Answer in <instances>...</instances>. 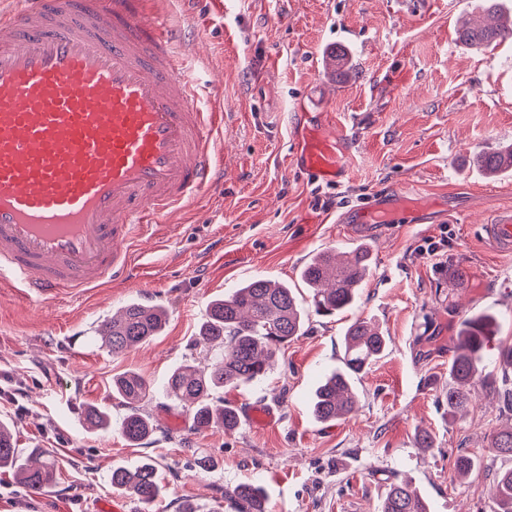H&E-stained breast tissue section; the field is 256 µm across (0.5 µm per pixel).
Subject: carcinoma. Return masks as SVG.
Returning a JSON list of instances; mask_svg holds the SVG:
<instances>
[{
  "instance_id": "obj_1",
  "label": "carcinoma",
  "mask_w": 512,
  "mask_h": 512,
  "mask_svg": "<svg viewBox=\"0 0 512 512\" xmlns=\"http://www.w3.org/2000/svg\"><path fill=\"white\" fill-rule=\"evenodd\" d=\"M484 18L462 26L456 33L468 47L487 46L512 40V22L500 19L498 0H482ZM477 167L489 176L512 168V147L481 150L474 155ZM370 250L358 246L348 252L326 251L315 256L302 270L301 278L313 290L312 307L322 316H334L353 306L357 289L369 271ZM307 313L298 304L291 288L263 278L242 284L233 293L214 300L200 327L198 344L219 349L212 363L199 366L184 363L176 367L163 385L167 396L186 405L195 428L213 424L232 431L239 425L236 411L214 398L224 389H236L264 379L288 342L303 335ZM161 306L131 301L99 326L101 346L114 355L126 353L156 336L166 323ZM496 318L474 314L463 321L458 345L448 366V412L456 415L467 409L471 388L492 385L487 372L489 351L497 350L495 362L512 369V344H493L490 332ZM388 338L371 322L354 320L344 334L343 367L324 376L311 402L315 419L327 423L352 413L358 404L353 380L380 359ZM151 393L150 384L138 373L127 372L112 378V394L127 409L119 431L129 442L151 436L157 428L154 418L143 408ZM86 427L105 431L111 426L109 413L94 405L83 414ZM489 449L497 457L512 458V422L494 431ZM55 460L47 448L31 449L22 461L16 448L12 425L0 421V469L12 472L19 483L33 493L47 488L54 478ZM112 488L124 491L138 503L151 505L164 496L166 488L157 477L156 463L147 460L133 468L117 466L109 476ZM231 512H269V499L257 483L235 486L224 492ZM495 512H512V468L498 472L493 496ZM381 512H429L407 480L389 485Z\"/></svg>"
}]
</instances>
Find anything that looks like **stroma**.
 Returning a JSON list of instances; mask_svg holds the SVG:
<instances>
[{
    "label": "stroma",
    "instance_id": "1",
    "mask_svg": "<svg viewBox=\"0 0 512 512\" xmlns=\"http://www.w3.org/2000/svg\"><path fill=\"white\" fill-rule=\"evenodd\" d=\"M480 0H162L161 13L191 47L188 66L204 104L224 114L214 145L224 183L136 241L132 287L63 293L35 301L0 290V419L18 447L50 448L56 478L28 492L0 471V512H96L116 496L113 467L153 459L167 487L149 512H226L224 492L262 484L271 512H379L391 481L405 477L430 512H491L496 474L512 459L488 452L512 411L503 391L512 370L492 367L464 416L448 414V363L462 321L497 318L512 343V256L497 253L483 225L512 219V169L489 179L469 163L477 150L512 146V42L461 45L456 30ZM347 55L348 75L323 60ZM344 131L348 172L339 186L311 182L291 164L302 111ZM394 207L389 224L363 222L374 202ZM447 236L441 260L429 241ZM369 246L372 263L355 305L309 315L258 385L225 392L235 430H197L189 411L161 391L179 364L200 360L199 327L211 302L253 278L294 288L316 254ZM163 306L164 330L115 356L96 329L129 301ZM390 339L384 357L354 383L356 412L317 422L318 377L341 367L355 319ZM134 371L153 386L145 409L159 428L130 444L119 430L88 431L95 405L120 423L112 378ZM274 412L254 424L250 406ZM428 432L432 447L418 445ZM211 456L217 465L200 469ZM478 466L459 480L454 464Z\"/></svg>",
    "mask_w": 512,
    "mask_h": 512
}]
</instances>
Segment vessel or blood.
I'll return each instance as SVG.
<instances>
[{"label":"vessel or blood","mask_w":512,"mask_h":512,"mask_svg":"<svg viewBox=\"0 0 512 512\" xmlns=\"http://www.w3.org/2000/svg\"><path fill=\"white\" fill-rule=\"evenodd\" d=\"M159 0L0 9V288L34 300L129 280L130 249L224 182L187 46ZM296 168L335 184L340 140L310 128ZM512 254V221L484 225Z\"/></svg>","instance_id":"b4317fda"}]
</instances>
